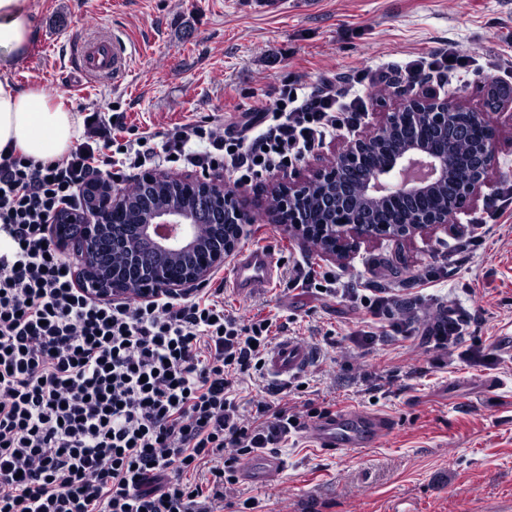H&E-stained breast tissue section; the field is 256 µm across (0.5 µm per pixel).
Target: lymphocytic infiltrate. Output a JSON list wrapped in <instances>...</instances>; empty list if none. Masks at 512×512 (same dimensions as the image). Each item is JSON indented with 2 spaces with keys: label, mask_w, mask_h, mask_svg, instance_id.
<instances>
[{
  "label": "lymphocytic infiltrate",
  "mask_w": 512,
  "mask_h": 512,
  "mask_svg": "<svg viewBox=\"0 0 512 512\" xmlns=\"http://www.w3.org/2000/svg\"><path fill=\"white\" fill-rule=\"evenodd\" d=\"M455 46L398 66L401 81L464 68ZM361 95L286 86L235 134L192 122L153 147L143 131L77 144L58 160L0 154V512H213L244 460L305 423L282 404L245 419L236 385L257 369L272 323L243 324L223 288L138 305L95 298L54 242L59 210L90 181L178 161L235 184L287 169L355 130ZM122 155H114L115 146ZM206 470L205 484L187 475Z\"/></svg>",
  "instance_id": "f902f5d3"
}]
</instances>
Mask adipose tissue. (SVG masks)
I'll return each mask as SVG.
<instances>
[{
	"instance_id": "1",
	"label": "adipose tissue",
	"mask_w": 512,
	"mask_h": 512,
	"mask_svg": "<svg viewBox=\"0 0 512 512\" xmlns=\"http://www.w3.org/2000/svg\"><path fill=\"white\" fill-rule=\"evenodd\" d=\"M31 14V0H0V153L14 149L40 160L58 159L78 137L81 117L63 97L38 88L18 90L8 78L32 46Z\"/></svg>"
}]
</instances>
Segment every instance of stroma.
I'll return each mask as SVG.
<instances>
[{
	"label": "stroma",
	"instance_id": "stroma-1",
	"mask_svg": "<svg viewBox=\"0 0 512 512\" xmlns=\"http://www.w3.org/2000/svg\"><path fill=\"white\" fill-rule=\"evenodd\" d=\"M35 37L10 72L22 90L61 95L73 111L99 113L124 128L167 131L206 121L240 130L257 108H274L283 85H344L356 71L406 63L455 44L473 66L443 99L487 113L499 132L494 170L478 196L447 226L403 239H369L349 257L324 256L271 221L267 176L240 188L252 218L239 248L269 245L281 260L271 288L254 296L224 291L241 322L267 316L315 351L291 381L297 411L347 410L389 418L390 432L355 455L327 452L295 435L278 448L286 462L271 485H232L224 512L253 498L254 512H512V99L489 106L488 91L512 69V0H315L260 13L248 0H33ZM121 33L136 47L118 83L88 86L73 69L79 32ZM403 82H367L361 130L378 124L411 94ZM490 232L469 245L473 224ZM333 271L339 290L293 286L296 268ZM364 276L387 297L380 325L394 342L361 337ZM433 280L422 289L418 279ZM464 334L438 347V313ZM499 388L486 395L484 385Z\"/></svg>",
	"mask_w": 512,
	"mask_h": 512
}]
</instances>
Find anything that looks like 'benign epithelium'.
<instances>
[{
	"mask_svg": "<svg viewBox=\"0 0 512 512\" xmlns=\"http://www.w3.org/2000/svg\"><path fill=\"white\" fill-rule=\"evenodd\" d=\"M451 109L463 110L465 106L420 95L405 99L394 111L385 113L379 125L339 149L326 166L296 183L282 181L273 186L271 195L279 201L278 208L273 210L274 221L296 232L313 248L339 257L348 256L359 240L406 237L420 229L448 224L446 215L412 211L408 219L409 227L395 229L387 224L375 223L374 217L367 211L351 216L344 212L341 219L334 224L323 225L319 235L314 236L308 212L303 209L301 201L316 190L325 196L327 202L336 205V196L329 192V188L334 187L336 192H341L342 171L361 164L364 155L381 144L387 127L412 111H425L426 125L438 134V138H448V115ZM469 116L484 123L488 127V135L479 147L478 174L460 185L453 198L458 207L473 198L488 180L497 152V133L487 115L483 112H471ZM447 177L445 156L438 148L430 147L421 138L414 137L399 156L360 184L359 194L368 201L400 197L409 203L413 198L447 180ZM173 190L172 201L168 206L145 216L146 223L140 227L144 237H149V225L160 224L169 234H181L185 240L192 239L199 223L195 221L194 214L185 207L190 199L195 200L196 205L201 208H212L220 212L237 236L240 235L242 226L250 223L249 213L236 192L224 186V181L206 173L178 179ZM125 202L126 193L113 190L90 209L65 210L52 227V234L61 245L74 244L75 255L81 261L80 285L97 297L110 299L125 295L148 300L162 292H177L185 286L205 280L214 270L224 265V255L231 253L235 247L232 241L227 244L219 243L201 253L196 264L178 276L163 261L154 262L146 268L141 267L136 260V253L127 250L118 253L125 272L116 275L111 271L97 270L91 264V255L96 250L99 238L106 234L114 237V244L120 243L117 236L119 225L115 224V219L125 207ZM68 224L80 225L77 239L68 237Z\"/></svg>",
	"mask_w": 512,
	"mask_h": 512,
	"instance_id": "7a95c632",
	"label": "benign epithelium"
}]
</instances>
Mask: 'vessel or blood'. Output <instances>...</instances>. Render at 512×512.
I'll list each match as a JSON object with an SVG mask.
<instances>
[{"mask_svg": "<svg viewBox=\"0 0 512 512\" xmlns=\"http://www.w3.org/2000/svg\"><path fill=\"white\" fill-rule=\"evenodd\" d=\"M132 56V47L124 39L101 33L73 44V59L79 79L106 81L123 74ZM277 275L273 250L265 246L244 248L233 259L229 278L231 288L249 295L270 288ZM314 360L310 346L293 337L282 338L266 354L265 369L270 379L285 385L304 373ZM385 416L346 411L322 417L308 424L304 434L320 448L350 453L379 443L388 433ZM284 467L281 457L268 454L257 466H245V480L264 483Z\"/></svg>", "mask_w": 512, "mask_h": 512, "instance_id": "obj_1", "label": "vessel or blood"}]
</instances>
